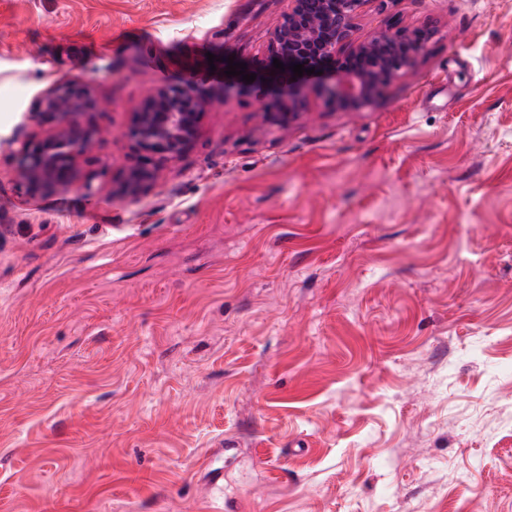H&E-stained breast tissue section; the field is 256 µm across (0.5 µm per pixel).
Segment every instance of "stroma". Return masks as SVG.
<instances>
[{
    "label": "stroma",
    "instance_id": "obj_1",
    "mask_svg": "<svg viewBox=\"0 0 512 512\" xmlns=\"http://www.w3.org/2000/svg\"><path fill=\"white\" fill-rule=\"evenodd\" d=\"M288 0H0V512H512V0H369L436 31L377 106L205 107L139 195L129 132ZM100 108L27 196L37 92Z\"/></svg>",
    "mask_w": 512,
    "mask_h": 512
}]
</instances>
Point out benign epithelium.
I'll return each mask as SVG.
<instances>
[{
	"label": "benign epithelium",
	"mask_w": 512,
	"mask_h": 512,
	"mask_svg": "<svg viewBox=\"0 0 512 512\" xmlns=\"http://www.w3.org/2000/svg\"><path fill=\"white\" fill-rule=\"evenodd\" d=\"M367 2L289 0L288 11L271 33L264 59L246 64L243 70L256 74L252 83L238 75L224 77L222 86L194 83L156 89L136 113L131 137L142 163L129 172L128 194L135 196L153 182L154 160L181 154L197 133L199 109L226 101L244 85L260 103L264 127H285L299 120L311 85L340 112L374 107L385 90L380 74L392 81L414 67L427 52L435 30L429 25L407 27L389 21L358 39V20ZM365 57L374 62L370 70L352 65L338 69L339 61ZM276 59L284 69L273 66ZM295 64L313 68L315 73L296 78ZM99 104L90 85L73 80L56 82L37 94L30 117L53 129L22 145L18 174L25 194L35 196L70 184L75 156L92 136L79 117Z\"/></svg>",
	"instance_id": "7a95c632"
}]
</instances>
